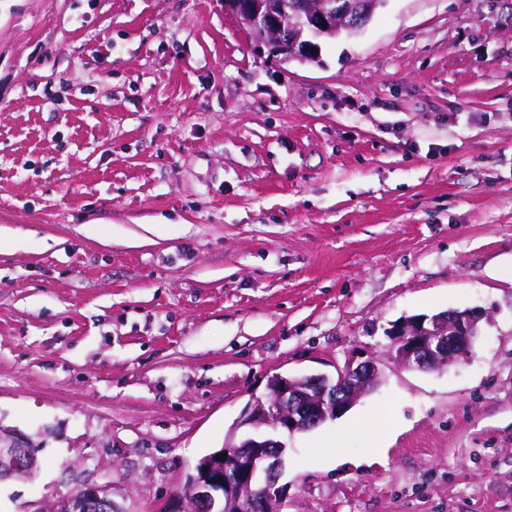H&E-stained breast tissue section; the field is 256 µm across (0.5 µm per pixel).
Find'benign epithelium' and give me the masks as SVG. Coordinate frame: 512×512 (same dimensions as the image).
<instances>
[{
  "instance_id": "benign-epithelium-1",
  "label": "benign epithelium",
  "mask_w": 512,
  "mask_h": 512,
  "mask_svg": "<svg viewBox=\"0 0 512 512\" xmlns=\"http://www.w3.org/2000/svg\"><path fill=\"white\" fill-rule=\"evenodd\" d=\"M385 0H224V9L244 16L258 47L268 57L319 61V41L328 33L356 34ZM483 314L452 310L410 317L392 326L393 359L420 370L440 368L473 353ZM380 377L376 361H350L333 376L302 378L276 374L265 399L242 413L239 425L253 433L200 458L187 474L175 500L177 512H281L287 487L278 485L285 445L275 439L308 431L342 415ZM39 467L37 457L13 432L0 427V482L28 478ZM113 512L112 486L105 481L79 489L48 512Z\"/></svg>"
}]
</instances>
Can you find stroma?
<instances>
[{
  "mask_svg": "<svg viewBox=\"0 0 512 512\" xmlns=\"http://www.w3.org/2000/svg\"><path fill=\"white\" fill-rule=\"evenodd\" d=\"M321 61L224 0H0V512H174L268 378L380 363L279 433L282 512H512V0H386ZM482 311L473 356L391 326ZM482 319L483 314L473 309L405 319L389 331L393 359L404 367L420 370L468 359ZM39 467L37 457L10 430L0 427V482L11 478H28ZM100 506L106 507L108 512L114 511L112 486L108 481L79 489L72 496L58 501L49 512H107L103 509L94 511Z\"/></svg>",
  "mask_w": 512,
  "mask_h": 512,
  "instance_id": "1",
  "label": "stroma"
}]
</instances>
